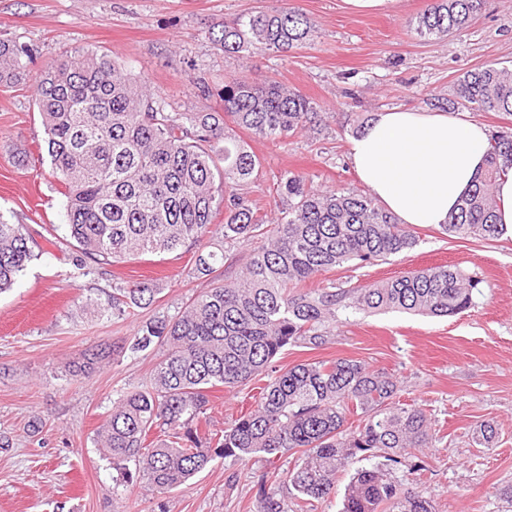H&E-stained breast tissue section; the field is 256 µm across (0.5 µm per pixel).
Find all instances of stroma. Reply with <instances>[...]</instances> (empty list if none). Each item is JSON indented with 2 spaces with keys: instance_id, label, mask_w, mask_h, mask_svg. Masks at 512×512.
<instances>
[{
  "instance_id": "obj_1",
  "label": "stroma",
  "mask_w": 512,
  "mask_h": 512,
  "mask_svg": "<svg viewBox=\"0 0 512 512\" xmlns=\"http://www.w3.org/2000/svg\"><path fill=\"white\" fill-rule=\"evenodd\" d=\"M427 0H401L389 13L356 14L341 0H0V38L33 51L31 72L61 57L94 51L145 78L173 109L218 112L226 78L273 80L300 91L325 117L320 130L272 144L247 136L263 168L249 196L276 218L273 186L281 172L330 189H360L349 141L373 113L429 108L464 70L512 63V0H486L464 33L424 39L415 32ZM299 8L316 29L311 47L244 60L224 54L210 32L226 18L259 8ZM207 81L213 92L199 95ZM65 198L47 155L32 85L0 88V215L42 234V251L0 294V512H256L260 476L286 474L295 456L218 458L181 488L163 495L117 484L100 457L96 430L121 392L149 384L154 358L125 354L90 376L69 368L99 344L119 343L150 315H177L210 283L195 277L198 248L144 256L105 268L78 269L64 230ZM417 245L361 268L331 271L368 284L433 265H455L482 279L475 304L456 316L401 312L358 315L331 330L323 347L291 346L277 358L352 359L400 378V400L426 405L439 440L415 448L426 471L398 466L394 477L422 490L436 512H512V237L454 239L416 228ZM130 281L158 288L150 310L108 312L113 289ZM255 383L231 393L210 390L211 427L223 430L254 406ZM495 441L475 440L481 424Z\"/></svg>"
}]
</instances>
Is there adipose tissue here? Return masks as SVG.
I'll return each instance as SVG.
<instances>
[{
    "label": "adipose tissue",
    "instance_id": "obj_1",
    "mask_svg": "<svg viewBox=\"0 0 512 512\" xmlns=\"http://www.w3.org/2000/svg\"><path fill=\"white\" fill-rule=\"evenodd\" d=\"M488 129L457 112L393 107L352 136L348 161L399 223L446 224L486 166Z\"/></svg>",
    "mask_w": 512,
    "mask_h": 512
}]
</instances>
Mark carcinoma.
Instances as JSON below:
<instances>
[{
    "label": "carcinoma",
    "instance_id": "cac0c4a2",
    "mask_svg": "<svg viewBox=\"0 0 512 512\" xmlns=\"http://www.w3.org/2000/svg\"><path fill=\"white\" fill-rule=\"evenodd\" d=\"M486 0H429L417 17L421 37L444 39L466 30ZM315 26L296 8L256 10L211 32L226 55L250 58L313 42ZM32 50L0 39V86L27 79L46 135L53 173L63 187L65 229L78 251L75 266L113 265L201 246L219 234L225 245L252 246L239 277L190 299L174 317L155 316L122 345L100 347L74 370L89 375L125 352H155L152 382L120 393L97 431V445L123 482L153 492L178 489L215 458L298 455L285 476H262L257 512H310L331 497L336 479L366 460L345 487L342 512H435L421 491L405 489L389 466L423 465L410 449L432 448L437 436L421 406L400 403L401 381L345 358L277 368L288 346L323 347L341 317L380 311L430 316L462 313L482 280L455 265L407 272L353 286L327 279L298 285L345 264L384 260L416 246L372 197L357 190L323 191L300 174L277 179L283 202L272 223L247 198L262 161L236 130L281 143L321 121L317 105L277 82L224 81L221 112H177L148 81L93 51L56 60L33 75ZM436 105L512 115V65L464 71ZM512 169V130L491 138L484 173L443 230L458 239L496 241L494 186ZM224 223H213L219 208ZM37 242L22 224L0 219V292L10 289ZM224 249L198 255L196 275L212 279ZM159 289L145 282L115 288L108 306L121 315L147 309ZM259 375L267 384L256 406L222 431L202 430L209 390H233ZM286 484L294 500L280 493Z\"/></svg>",
    "mask_w": 512,
    "mask_h": 512
}]
</instances>
